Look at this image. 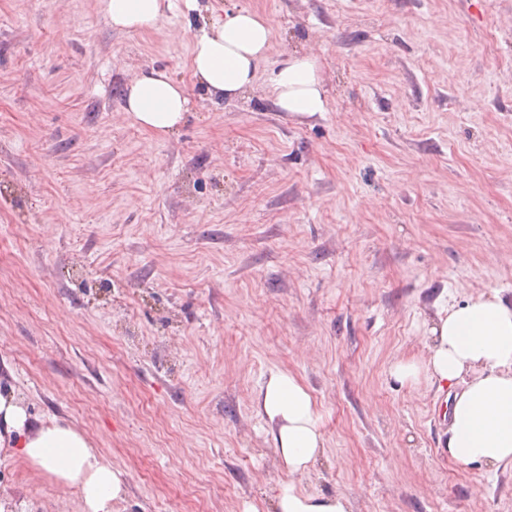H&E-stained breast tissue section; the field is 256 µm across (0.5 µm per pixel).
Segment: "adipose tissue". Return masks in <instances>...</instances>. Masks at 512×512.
Here are the masks:
<instances>
[{"label":"adipose tissue","instance_id":"obj_1","mask_svg":"<svg viewBox=\"0 0 512 512\" xmlns=\"http://www.w3.org/2000/svg\"><path fill=\"white\" fill-rule=\"evenodd\" d=\"M121 30L154 29L165 0H103ZM272 39L264 17L240 10L192 38L190 70L207 92L233 99L253 87ZM271 93L285 112L312 114L327 109L318 62L291 56L275 71ZM125 109L155 135L175 130L189 110L181 82L153 71L125 87ZM423 360H401L391 367L400 384L427 377L453 391L448 454L461 465L496 471L512 467V303L499 296L469 298L441 311ZM260 413L273 429L274 450L289 474L310 471L325 450L323 416L311 393L292 373L270 374L257 396ZM15 449L32 465L63 485L78 488L83 512H112L125 487L120 471L105 462L91 440L71 425L31 417L14 392L0 393V447ZM277 512H351L341 494L315 496L294 482L275 492Z\"/></svg>","mask_w":512,"mask_h":512}]
</instances>
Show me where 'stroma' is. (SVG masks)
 <instances>
[{"label": "stroma", "mask_w": 512, "mask_h": 512, "mask_svg": "<svg viewBox=\"0 0 512 512\" xmlns=\"http://www.w3.org/2000/svg\"><path fill=\"white\" fill-rule=\"evenodd\" d=\"M255 10V87L212 96L195 31ZM315 56L328 109L270 85ZM190 98L165 136L124 112L150 70ZM512 301V0H0V385L119 470L112 512H276L294 480L352 512H512V469L448 456L446 391L400 385L438 312ZM316 399L326 448L289 476L258 414L270 372ZM14 512H82L0 450ZM112 26L121 30L154 29L164 10L165 0H103Z\"/></svg>", "instance_id": "stroma-1"}]
</instances>
